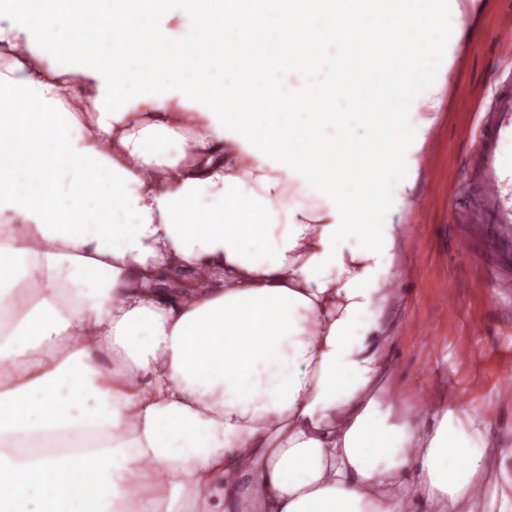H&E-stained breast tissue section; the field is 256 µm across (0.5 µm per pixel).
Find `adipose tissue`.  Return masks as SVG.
I'll return each instance as SVG.
<instances>
[{"label":"adipose tissue","instance_id":"1","mask_svg":"<svg viewBox=\"0 0 512 512\" xmlns=\"http://www.w3.org/2000/svg\"><path fill=\"white\" fill-rule=\"evenodd\" d=\"M397 16L426 56L391 89L399 135L375 197L310 145L213 112L206 88L51 62L34 13L0 17V104L54 113L43 196L110 175L112 214L59 224L0 165V502L46 512L89 470L93 512H512V448L479 408L394 403L390 312L437 94L481 37L477 0ZM128 93L114 107L117 92ZM416 111H408L407 103ZM82 280L67 289L59 272ZM189 286L163 292L173 274Z\"/></svg>","mask_w":512,"mask_h":512}]
</instances>
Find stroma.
Here are the masks:
<instances>
[{
  "instance_id": "1",
  "label": "stroma",
  "mask_w": 512,
  "mask_h": 512,
  "mask_svg": "<svg viewBox=\"0 0 512 512\" xmlns=\"http://www.w3.org/2000/svg\"><path fill=\"white\" fill-rule=\"evenodd\" d=\"M480 17L483 40L460 58L440 104L426 158L402 222L407 253L404 294L391 313L396 329L393 361L399 404L443 398L460 409L483 406L494 435L512 441V298H495L487 280L496 271L490 249L474 257L456 253L452 238L468 231L466 218L479 192L465 164L475 131L495 88L512 71V44L498 39L499 17L512 0H488ZM434 209L424 213L425 202Z\"/></svg>"
}]
</instances>
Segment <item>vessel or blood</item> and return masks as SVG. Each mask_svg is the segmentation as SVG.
<instances>
[{"mask_svg": "<svg viewBox=\"0 0 512 512\" xmlns=\"http://www.w3.org/2000/svg\"><path fill=\"white\" fill-rule=\"evenodd\" d=\"M468 179L480 192L470 229L458 249L472 256L475 243L491 245L502 270L488 286L493 296L512 297V77L494 95L484 114L476 146L467 160Z\"/></svg>", "mask_w": 512, "mask_h": 512, "instance_id": "vessel-or-blood-1", "label": "vessel or blood"}]
</instances>
